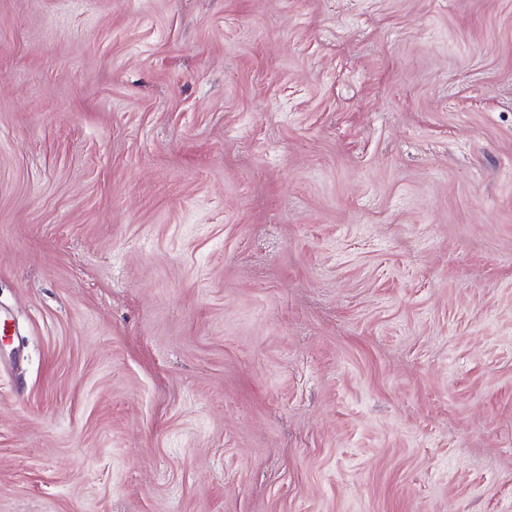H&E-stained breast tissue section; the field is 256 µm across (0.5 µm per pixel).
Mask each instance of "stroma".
<instances>
[{
  "mask_svg": "<svg viewBox=\"0 0 512 512\" xmlns=\"http://www.w3.org/2000/svg\"><path fill=\"white\" fill-rule=\"evenodd\" d=\"M0 512H512V0H0Z\"/></svg>",
  "mask_w": 512,
  "mask_h": 512,
  "instance_id": "obj_1",
  "label": "stroma"
}]
</instances>
